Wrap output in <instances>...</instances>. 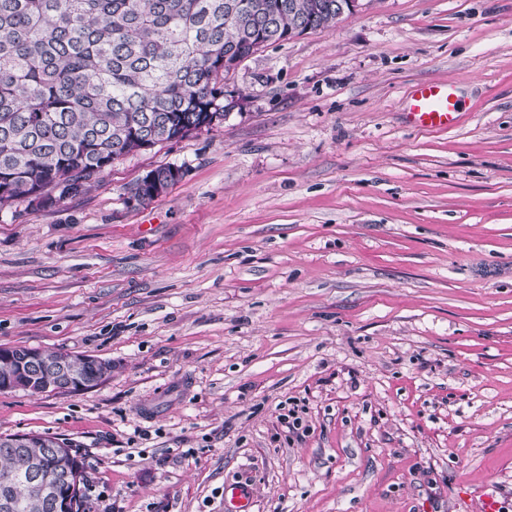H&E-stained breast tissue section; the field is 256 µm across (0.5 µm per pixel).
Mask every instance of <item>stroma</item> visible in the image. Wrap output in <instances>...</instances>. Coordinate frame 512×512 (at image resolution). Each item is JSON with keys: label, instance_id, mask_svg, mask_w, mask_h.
Masks as SVG:
<instances>
[{"label": "stroma", "instance_id": "35a3bbf8", "mask_svg": "<svg viewBox=\"0 0 512 512\" xmlns=\"http://www.w3.org/2000/svg\"><path fill=\"white\" fill-rule=\"evenodd\" d=\"M421 82L457 85L455 127L409 122ZM224 101L0 210V346L112 365L0 391V434L69 441L92 512H224L228 486L249 512H512V0H360Z\"/></svg>", "mask_w": 512, "mask_h": 512}]
</instances>
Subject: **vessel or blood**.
<instances>
[{"mask_svg": "<svg viewBox=\"0 0 512 512\" xmlns=\"http://www.w3.org/2000/svg\"><path fill=\"white\" fill-rule=\"evenodd\" d=\"M407 105L408 115L416 126L444 130L458 123L462 109L455 85L446 82L417 84Z\"/></svg>", "mask_w": 512, "mask_h": 512, "instance_id": "b4317fda", "label": "vessel or blood"}]
</instances>
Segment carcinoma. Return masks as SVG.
I'll return each instance as SVG.
<instances>
[{
    "label": "carcinoma",
    "instance_id": "cac0c4a2",
    "mask_svg": "<svg viewBox=\"0 0 512 512\" xmlns=\"http://www.w3.org/2000/svg\"><path fill=\"white\" fill-rule=\"evenodd\" d=\"M336 0H0V208L49 207L87 190L112 163L224 123V78L259 49L327 29ZM0 361V379L21 380V356ZM104 379L112 365L85 358ZM14 448L0 437V500L12 512H48L16 481L20 455L40 459L53 483L70 476L66 512H86L83 462L59 441Z\"/></svg>",
    "mask_w": 512,
    "mask_h": 512
}]
</instances>
